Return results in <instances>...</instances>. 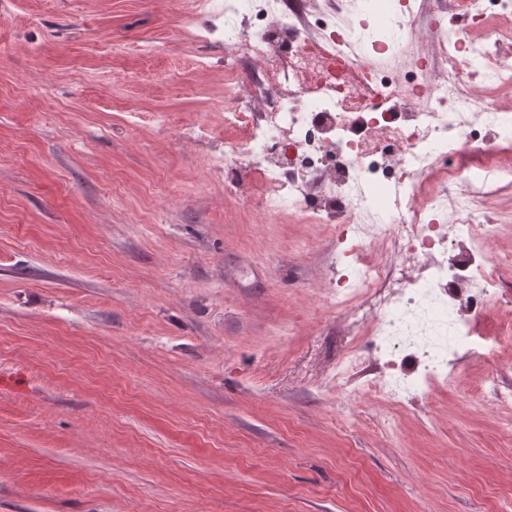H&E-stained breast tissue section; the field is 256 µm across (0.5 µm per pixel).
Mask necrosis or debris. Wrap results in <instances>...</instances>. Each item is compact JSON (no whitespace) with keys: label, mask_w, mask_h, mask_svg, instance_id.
Returning a JSON list of instances; mask_svg holds the SVG:
<instances>
[{"label":"necrosis or debris","mask_w":512,"mask_h":512,"mask_svg":"<svg viewBox=\"0 0 512 512\" xmlns=\"http://www.w3.org/2000/svg\"><path fill=\"white\" fill-rule=\"evenodd\" d=\"M307 2L196 0L224 22V151L212 162L257 223L290 216L348 244L352 272L325 295L374 307L367 344L339 365L338 397H352L365 350L406 355L417 380L392 368L361 387L397 410L446 390L460 355L496 359L512 343L503 213L469 191L512 186V105L500 101L512 93V22H501L512 0H453L467 27L437 19L428 36L447 66L424 55L409 71L375 62L418 35L396 0H366L369 17L347 31L332 13L305 24Z\"/></svg>","instance_id":"4bbe7bcc"}]
</instances>
